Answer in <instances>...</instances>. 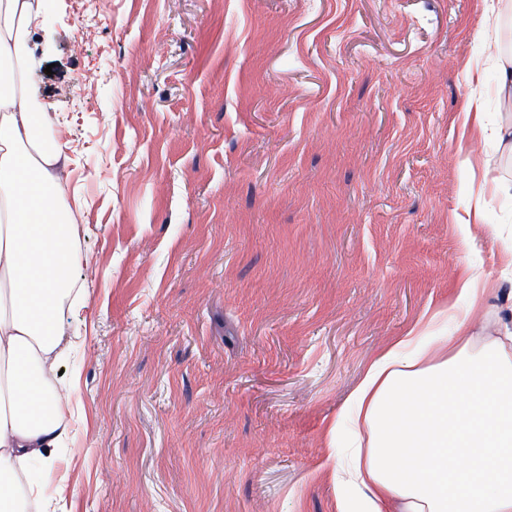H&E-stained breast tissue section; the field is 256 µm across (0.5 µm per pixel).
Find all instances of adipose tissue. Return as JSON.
<instances>
[{"label": "adipose tissue", "instance_id": "adipose-tissue-1", "mask_svg": "<svg viewBox=\"0 0 512 512\" xmlns=\"http://www.w3.org/2000/svg\"><path fill=\"white\" fill-rule=\"evenodd\" d=\"M37 18L34 0H0V512L42 507L28 465L54 469L68 432L45 373L67 353L78 230L59 200L67 156L29 87ZM467 293L452 335L399 337L346 402L362 512H512V326L482 328L473 349L485 291L472 279Z\"/></svg>", "mask_w": 512, "mask_h": 512}]
</instances>
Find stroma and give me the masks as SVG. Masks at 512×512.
Returning a JSON list of instances; mask_svg holds the SVG:
<instances>
[{
    "instance_id": "stroma-1",
    "label": "stroma",
    "mask_w": 512,
    "mask_h": 512,
    "mask_svg": "<svg viewBox=\"0 0 512 512\" xmlns=\"http://www.w3.org/2000/svg\"><path fill=\"white\" fill-rule=\"evenodd\" d=\"M78 216L50 512H339L331 422L463 273L512 303L485 0H37ZM481 208V223L462 226Z\"/></svg>"
}]
</instances>
